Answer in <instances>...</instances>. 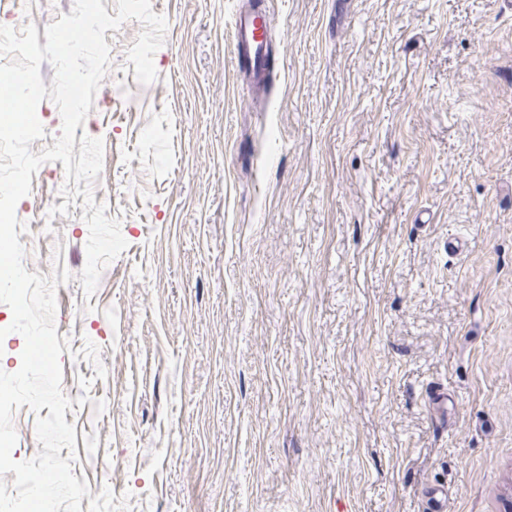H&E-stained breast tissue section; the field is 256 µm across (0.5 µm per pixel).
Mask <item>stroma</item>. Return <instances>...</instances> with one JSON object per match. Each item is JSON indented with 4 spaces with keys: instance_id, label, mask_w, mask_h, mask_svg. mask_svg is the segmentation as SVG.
<instances>
[{
    "instance_id": "stroma-1",
    "label": "stroma",
    "mask_w": 512,
    "mask_h": 512,
    "mask_svg": "<svg viewBox=\"0 0 512 512\" xmlns=\"http://www.w3.org/2000/svg\"><path fill=\"white\" fill-rule=\"evenodd\" d=\"M151 3L157 79L127 59L140 22L107 30L82 127L128 243L93 296L62 162L16 206L24 267L59 281L81 512H421L438 486L512 512V0ZM60 16L0 0L17 30ZM48 414L15 411V460ZM270 18L252 10L239 12L232 31L241 71L253 90L264 86L271 52L267 43Z\"/></svg>"
}]
</instances>
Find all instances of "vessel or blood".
Segmentation results:
<instances>
[{
	"label": "vessel or blood",
	"mask_w": 512,
	"mask_h": 512,
	"mask_svg": "<svg viewBox=\"0 0 512 512\" xmlns=\"http://www.w3.org/2000/svg\"><path fill=\"white\" fill-rule=\"evenodd\" d=\"M270 19L267 15L252 11L239 12L232 31L241 71L252 89H260L268 73L271 52L267 43Z\"/></svg>",
	"instance_id": "1"
}]
</instances>
